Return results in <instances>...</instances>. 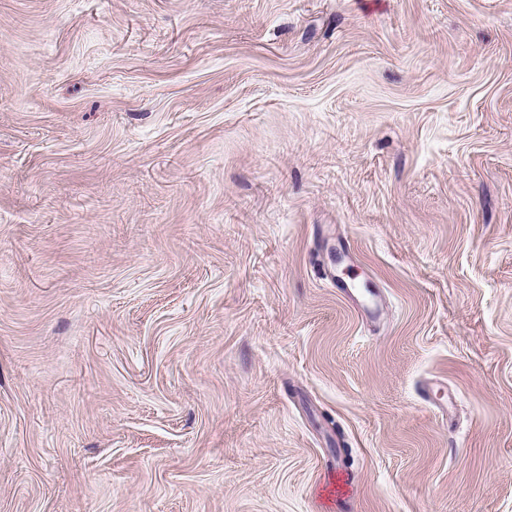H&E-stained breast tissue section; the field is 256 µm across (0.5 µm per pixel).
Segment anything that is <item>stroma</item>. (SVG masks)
Segmentation results:
<instances>
[{
  "label": "stroma",
  "instance_id": "stroma-1",
  "mask_svg": "<svg viewBox=\"0 0 512 512\" xmlns=\"http://www.w3.org/2000/svg\"><path fill=\"white\" fill-rule=\"evenodd\" d=\"M512 512V0H0V512Z\"/></svg>",
  "mask_w": 512,
  "mask_h": 512
}]
</instances>
